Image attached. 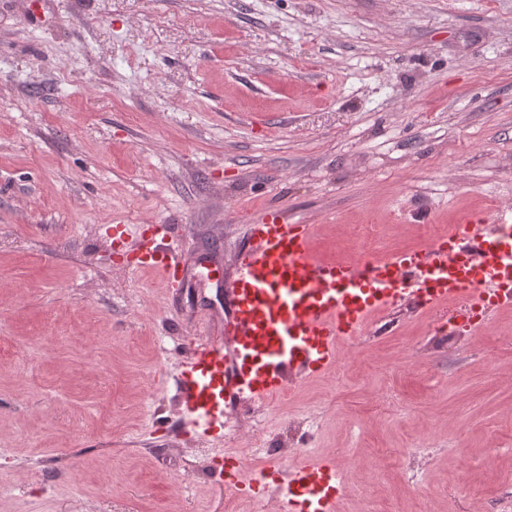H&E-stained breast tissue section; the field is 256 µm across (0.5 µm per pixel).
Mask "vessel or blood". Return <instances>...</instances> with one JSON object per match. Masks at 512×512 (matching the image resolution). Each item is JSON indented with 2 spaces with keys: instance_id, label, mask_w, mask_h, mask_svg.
Segmentation results:
<instances>
[{
  "instance_id": "vessel-or-blood-1",
  "label": "vessel or blood",
  "mask_w": 512,
  "mask_h": 512,
  "mask_svg": "<svg viewBox=\"0 0 512 512\" xmlns=\"http://www.w3.org/2000/svg\"><path fill=\"white\" fill-rule=\"evenodd\" d=\"M147 230L137 266L179 287L183 268L165 225ZM312 233L276 212L249 225L217 315L224 334L190 343L178 377L183 419L197 437H222L229 406L267 403L292 378L334 366L337 341L361 335L374 314L424 312L455 298L484 314L512 308V218L504 211L468 216L434 244L370 264L316 260ZM344 490L333 460L300 466L287 471L277 512H335Z\"/></svg>"
}]
</instances>
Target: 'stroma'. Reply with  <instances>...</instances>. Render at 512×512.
Listing matches in <instances>:
<instances>
[{
    "instance_id": "1",
    "label": "stroma",
    "mask_w": 512,
    "mask_h": 512,
    "mask_svg": "<svg viewBox=\"0 0 512 512\" xmlns=\"http://www.w3.org/2000/svg\"><path fill=\"white\" fill-rule=\"evenodd\" d=\"M0 0V512H225L231 448L334 458L336 512H486L512 484V310L399 313L219 441L179 425L219 269L283 210L380 257L512 205V0ZM164 224L181 292L138 270ZM131 230L116 240L115 226ZM424 443L428 499L389 448Z\"/></svg>"
}]
</instances>
